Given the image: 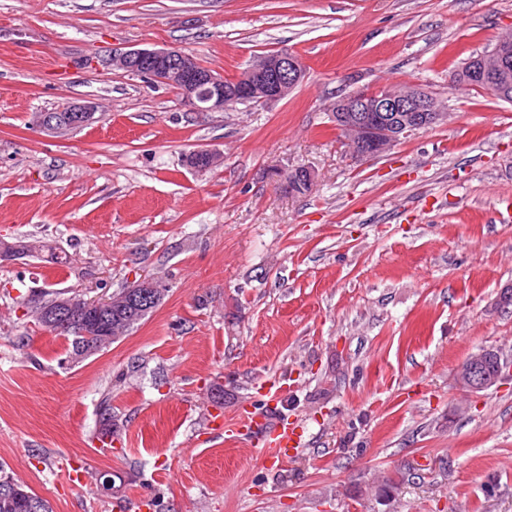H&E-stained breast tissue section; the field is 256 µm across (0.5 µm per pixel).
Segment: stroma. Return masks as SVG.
I'll return each instance as SVG.
<instances>
[{"mask_svg": "<svg viewBox=\"0 0 512 512\" xmlns=\"http://www.w3.org/2000/svg\"><path fill=\"white\" fill-rule=\"evenodd\" d=\"M511 28L512 0H0V238L40 246L0 267L7 472L54 512H512V381L454 384L478 349L512 352V103L451 80ZM119 47L186 51L227 78L286 50L306 75L277 103L196 112L92 66ZM414 83L448 121L352 159L336 99ZM82 99L101 121L33 128ZM200 149L223 163L191 169ZM296 167L307 193L279 178ZM137 273L165 284L161 305L78 363L18 305ZM273 383L304 428L280 468L215 425L271 408ZM72 464L112 472L113 495L67 485Z\"/></svg>", "mask_w": 512, "mask_h": 512, "instance_id": "1", "label": "stroma"}]
</instances>
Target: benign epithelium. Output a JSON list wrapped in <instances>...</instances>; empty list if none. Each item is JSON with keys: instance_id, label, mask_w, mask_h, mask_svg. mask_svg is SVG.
<instances>
[{"instance_id": "7a95c632", "label": "benign epithelium", "mask_w": 512, "mask_h": 512, "mask_svg": "<svg viewBox=\"0 0 512 512\" xmlns=\"http://www.w3.org/2000/svg\"><path fill=\"white\" fill-rule=\"evenodd\" d=\"M472 62L475 66L467 75L478 80L487 94L506 93L512 75V31L500 35L491 51ZM101 66L172 87L196 112H224L236 103L251 99L276 103L288 97L305 77L302 60L286 50L257 56L230 81L209 68L200 67L191 54L174 49L116 48ZM98 112L99 106L93 101H68L53 111L35 113L33 125L51 137L64 138L99 121ZM333 112L336 130L344 135L348 152L358 160L378 157L394 143L448 119L439 100L421 84L401 93L357 88L339 96ZM196 154L200 160L194 169L201 172L222 160V155L213 149L198 150ZM164 292L161 281L141 276L124 293L107 298L65 292L47 302L43 293L35 292L29 297L28 309L54 318L59 331L75 327L80 336L78 350L82 352L94 337L101 335L99 328L82 318V314L139 300L142 301L139 313L146 314L153 303L163 300ZM507 379H512V357L495 348H483L471 354L455 373L456 386L467 395L488 390Z\"/></svg>"}]
</instances>
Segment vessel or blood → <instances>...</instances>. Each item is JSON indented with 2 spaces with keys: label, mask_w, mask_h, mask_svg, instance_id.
Returning <instances> with one entry per match:
<instances>
[{
  "label": "vessel or blood",
  "mask_w": 512,
  "mask_h": 512,
  "mask_svg": "<svg viewBox=\"0 0 512 512\" xmlns=\"http://www.w3.org/2000/svg\"><path fill=\"white\" fill-rule=\"evenodd\" d=\"M224 429L260 444L263 460L277 467L287 463L296 436L294 423L268 415L258 416L250 411L244 412L239 422L225 423Z\"/></svg>",
  "instance_id": "1"
}]
</instances>
